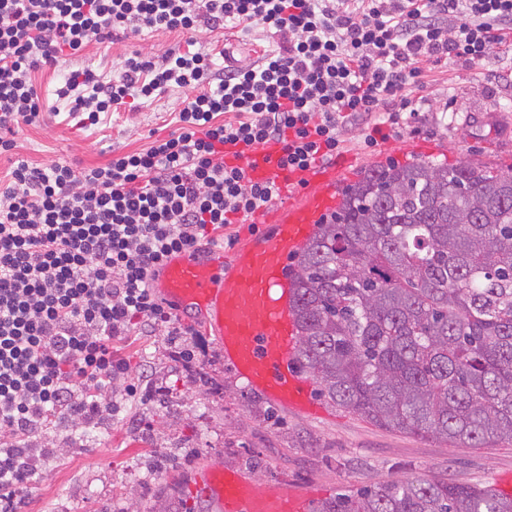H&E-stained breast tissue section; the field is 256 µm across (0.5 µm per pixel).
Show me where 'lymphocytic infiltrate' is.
I'll use <instances>...</instances> for the list:
<instances>
[{"label": "lymphocytic infiltrate", "mask_w": 512, "mask_h": 512, "mask_svg": "<svg viewBox=\"0 0 512 512\" xmlns=\"http://www.w3.org/2000/svg\"><path fill=\"white\" fill-rule=\"evenodd\" d=\"M262 26L274 48L248 65L211 53L134 52L110 80L72 69L89 44L127 32L193 35ZM512 37V0H0V156L35 124L40 70L81 126L126 100L187 93L178 130L80 170L12 161L0 186V512H20L59 418L93 423L135 396L116 346L144 329L193 335L151 282L165 259L222 241L280 195L238 159L277 142L280 168L334 161L341 131L367 145L415 130L410 89L448 59L479 64Z\"/></svg>", "instance_id": "lymphocytic-infiltrate-1"}]
</instances>
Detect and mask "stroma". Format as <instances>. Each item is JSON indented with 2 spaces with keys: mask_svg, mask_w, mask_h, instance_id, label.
Returning <instances> with one entry per match:
<instances>
[{
  "mask_svg": "<svg viewBox=\"0 0 512 512\" xmlns=\"http://www.w3.org/2000/svg\"><path fill=\"white\" fill-rule=\"evenodd\" d=\"M270 39L262 27L249 34L234 29L205 31L197 46L226 51L241 62L256 61ZM177 33H142L112 43H91L75 64L110 78L124 57L139 51L152 56L186 48ZM62 75L39 72L35 83L43 107L39 122L18 129L13 157L41 166L65 160L75 168L111 159L116 151H136L178 128L175 114L186 97L173 88L136 109L119 107L100 124L85 128L69 119L67 102L55 90ZM419 132L404 133L377 146L364 143L361 129L344 131L338 157L346 168L338 188L357 181L372 166L411 159L455 163L472 159L512 166V47L493 51L478 66L460 61L432 69L424 79ZM453 112L444 123V112ZM184 346L192 360L178 358L164 333L132 336L121 355L138 373L150 364L148 395L122 401L107 429L84 427L81 443H72L74 426L60 421L44 443L50 455L37 464L36 483L23 512H152L158 499L177 503L188 496L195 475L219 463L276 487L313 489L310 512L320 503L362 488L404 480L445 477L461 483L492 485L512 471V444L462 448L374 425L366 418L326 403L325 416H300L272 404L247 386L224 361L204 322ZM149 439H142V432ZM166 459L163 477L142 480L132 466Z\"/></svg>",
  "mask_w": 512,
  "mask_h": 512,
  "instance_id": "stroma-1",
  "label": "stroma"
}]
</instances>
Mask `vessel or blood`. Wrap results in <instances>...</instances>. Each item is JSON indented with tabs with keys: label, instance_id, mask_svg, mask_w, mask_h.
I'll use <instances>...</instances> for the list:
<instances>
[{
	"label": "vessel or blood",
	"instance_id": "1",
	"mask_svg": "<svg viewBox=\"0 0 512 512\" xmlns=\"http://www.w3.org/2000/svg\"><path fill=\"white\" fill-rule=\"evenodd\" d=\"M282 147L267 144L242 158L258 182L301 184L302 197L279 211L271 230L236 251L232 270L220 254L182 252L167 258L152 287L167 304L202 314L239 376L270 401L290 411L320 417L325 410L311 393L312 380L297 368L300 336L295 290L286 276L289 257L298 255L321 216L336 204V168L316 166L289 173L277 164ZM211 512H306L308 492L292 486H256L238 472L211 465L190 487Z\"/></svg>",
	"mask_w": 512,
	"mask_h": 512
}]
</instances>
